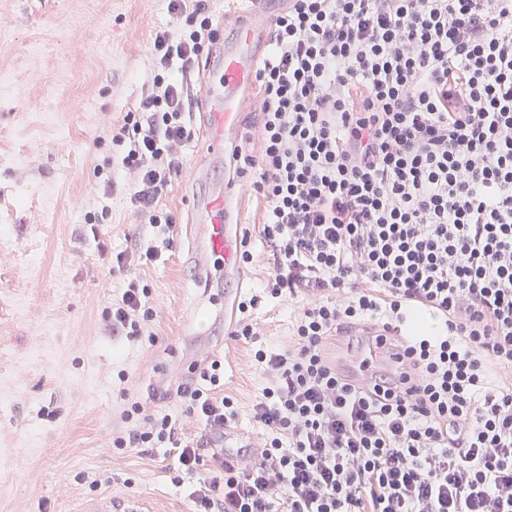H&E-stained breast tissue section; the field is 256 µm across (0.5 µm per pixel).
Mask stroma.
<instances>
[{
  "instance_id": "stroma-1",
  "label": "stroma",
  "mask_w": 512,
  "mask_h": 512,
  "mask_svg": "<svg viewBox=\"0 0 512 512\" xmlns=\"http://www.w3.org/2000/svg\"><path fill=\"white\" fill-rule=\"evenodd\" d=\"M168 0H0V512H76L92 498L78 473L102 481L115 501L147 500L151 512H192L190 484L172 482L176 459L162 450H110L125 395L147 411L179 415L183 378L177 352L197 296L188 211L194 194L223 181L206 155L207 104L190 114L197 135L160 204L174 224L157 261L136 267L152 291L158 341L114 336L102 310L120 300L124 276L113 255L150 242L127 191L94 201L96 164L111 156L109 126L140 102L156 29L175 26ZM241 200V232L253 259L246 292L263 288L273 258L262 242L256 199ZM105 212L98 224L85 212ZM294 301L263 300L254 310L258 343L212 330L214 355L231 373L224 393L250 407L265 385L255 345L287 349Z\"/></svg>"
}]
</instances>
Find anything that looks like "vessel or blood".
<instances>
[{
	"label": "vessel or blood",
	"instance_id": "b4317fda",
	"mask_svg": "<svg viewBox=\"0 0 512 512\" xmlns=\"http://www.w3.org/2000/svg\"><path fill=\"white\" fill-rule=\"evenodd\" d=\"M250 13L238 25L233 41L225 42L219 68L203 79V94L210 104L206 125L207 162L224 168L223 184L194 200L189 235L197 269L205 287L188 317H198L232 327L239 295L235 281L241 278L242 245L233 220L237 193L234 155L239 150L238 119L246 106L245 91L252 83L256 66L267 44L266 0H249ZM366 334L365 363H352L345 357L343 337H335L324 347L326 360L344 373L353 384L366 380L372 371L383 367L398 378L414 376L410 358L404 352L403 338L381 324L369 325ZM79 512H149L144 501L128 500L114 505L105 495L82 504Z\"/></svg>",
	"mask_w": 512,
	"mask_h": 512
}]
</instances>
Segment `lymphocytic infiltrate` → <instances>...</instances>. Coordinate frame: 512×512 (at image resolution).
Wrapping results in <instances>:
<instances>
[{
    "instance_id": "1",
    "label": "lymphocytic infiltrate",
    "mask_w": 512,
    "mask_h": 512,
    "mask_svg": "<svg viewBox=\"0 0 512 512\" xmlns=\"http://www.w3.org/2000/svg\"><path fill=\"white\" fill-rule=\"evenodd\" d=\"M168 9L179 26L156 32L141 101L111 126L118 161L95 167L101 194L127 183L160 237L199 62L220 40L207 0ZM269 42L258 139L238 158L274 267L234 336L255 341L253 309L286 295L294 344L255 351L266 384L249 410L225 395L220 359L178 387L208 438L130 400L112 448L175 449L194 512H512V0H288ZM159 256L116 255L113 335L156 342L131 269ZM370 321L401 333L417 385L378 371L356 388L325 361L339 333L362 356ZM245 416L260 448L225 461L224 428Z\"/></svg>"
}]
</instances>
